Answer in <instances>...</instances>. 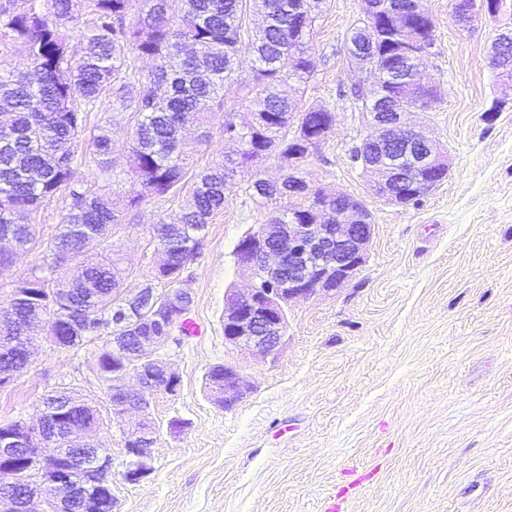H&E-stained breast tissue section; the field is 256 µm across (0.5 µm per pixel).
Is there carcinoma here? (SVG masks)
<instances>
[{"mask_svg": "<svg viewBox=\"0 0 512 512\" xmlns=\"http://www.w3.org/2000/svg\"><path fill=\"white\" fill-rule=\"evenodd\" d=\"M418 2L406 27L379 39L372 58L379 68L401 65L408 46L423 48L431 41L433 15L430 0H391V8ZM299 0H186L183 13L168 15L167 0H0V109L11 115L0 127V225L11 215L31 213L59 195L70 208L56 232L36 238L35 230L18 227L16 245L41 248L43 262L15 284L19 299L44 303L50 312L80 311L76 327H66L64 349L88 339H107L99 356V375L112 378V333L122 336L147 320V311L117 324L112 321L113 290L122 286L124 269L114 256L112 225L120 223V209L109 194L91 193L76 178L73 163L80 136L98 101L112 97L113 110L137 116L131 136L128 165L143 192L126 200L135 208L143 194L171 198L189 189L192 203L173 212L160 227L159 244L166 247L160 270L151 274L150 287L178 288L189 262L200 254L212 217L224 210V180L245 164L249 155L234 141L224 140V159L189 174L191 165L181 150V133L188 125L204 129L208 114L232 113L224 101V82L247 73L243 87L252 97V143L269 150L286 164L280 182L271 185L253 176L246 191L273 205L270 224H311L315 207L311 196L336 197L315 190L301 176L309 154L294 142L291 129L304 118L310 134L318 136L336 123L334 112L322 107L299 109L296 96L310 79L315 64L311 39L314 29L300 35ZM89 17L73 36L76 9ZM256 13L261 26L253 33L245 16ZM250 35L248 51L241 38ZM17 50L36 79L22 84L5 68L4 55ZM148 56L154 70L142 76L135 61ZM394 84L389 101L398 112L404 91L424 102L434 97V86L420 79ZM112 131L99 126L90 156L102 171L110 168ZM298 199L297 205H280ZM91 234L101 244L103 257L90 267L80 251V240Z\"/></svg>", "mask_w": 512, "mask_h": 512, "instance_id": "obj_1", "label": "carcinoma"}]
</instances>
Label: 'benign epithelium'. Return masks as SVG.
I'll return each instance as SVG.
<instances>
[{"instance_id": "1", "label": "benign epithelium", "mask_w": 512, "mask_h": 512, "mask_svg": "<svg viewBox=\"0 0 512 512\" xmlns=\"http://www.w3.org/2000/svg\"><path fill=\"white\" fill-rule=\"evenodd\" d=\"M365 4L363 40L374 42L382 25L400 30L404 16L394 10L382 12L376 0ZM456 20L466 22L475 9L496 13L492 0H451ZM421 111L410 107L404 112H368L366 121L371 135L362 145L370 146L361 168L369 176L373 194L389 203L401 204L403 189L420 188L428 193L446 177L448 164L441 148L419 126H408L404 116ZM345 200L342 209L326 211V224H261L237 244L238 266L248 273L252 283L241 296L227 290L224 299V345L232 350L256 354L274 360L282 350L288 327V307L299 298L329 295L352 280L363 266L374 224L368 209L357 199L336 193ZM10 262L0 265V312L9 310L16 297L14 281L9 278ZM149 298V310L165 315L155 323L150 336H117L112 341V413L130 410L142 413L135 428L123 432L124 479L140 481L152 471V448L156 434H145L154 427L150 407L142 391L173 395L179 376L158 354L172 339L175 319L189 311L192 297L179 289V299L168 304L158 290L139 289L135 293L113 295V308L135 307ZM75 321L74 314L51 315L42 308L31 312L21 336L20 350L32 360L31 333L45 331V340L54 347L63 345L64 320ZM212 371L224 373V381L211 384L210 399L226 411L244 398L245 386L239 366L232 362L215 364ZM135 373L140 389L125 384ZM48 410H36L31 422L0 424V512H30L28 506L41 487L49 485L55 496L47 502V512H68L67 506L80 503V512H114L115 499L108 474L111 457L98 447V439L84 435L80 424H69L65 431L71 448L56 447V437L40 434Z\"/></svg>"}]
</instances>
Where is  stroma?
<instances>
[{
    "instance_id": "35a3bbf8",
    "label": "stroma",
    "mask_w": 512,
    "mask_h": 512,
    "mask_svg": "<svg viewBox=\"0 0 512 512\" xmlns=\"http://www.w3.org/2000/svg\"><path fill=\"white\" fill-rule=\"evenodd\" d=\"M431 56L424 77L441 97L426 117L445 148V180L416 205L377 199L351 149L371 133L353 88H370L369 66L350 61L347 36L361 0H328L312 39L316 68L301 98L336 124L304 169L316 189L362 200L374 233L366 261L331 295L292 303L276 360L224 346V293L244 292L234 248L266 220L262 202L235 176L182 283L202 327L162 356L180 377L176 395L151 396L153 469L123 479L122 435L134 416L113 414L98 376L104 340L57 351L34 341V360L0 388V421H29L41 399L68 391L94 407L112 457L118 512H512V100L488 66L496 34L512 29V0L469 23L450 0H431ZM112 122V169L78 167L94 193L140 196L124 171L135 126L111 99L81 137ZM224 115L209 139L187 132L194 164L219 159ZM142 198L114 239L124 286L143 287L153 265L150 228L187 202ZM237 362L248 385L230 411L204 387L210 366Z\"/></svg>"
}]
</instances>
